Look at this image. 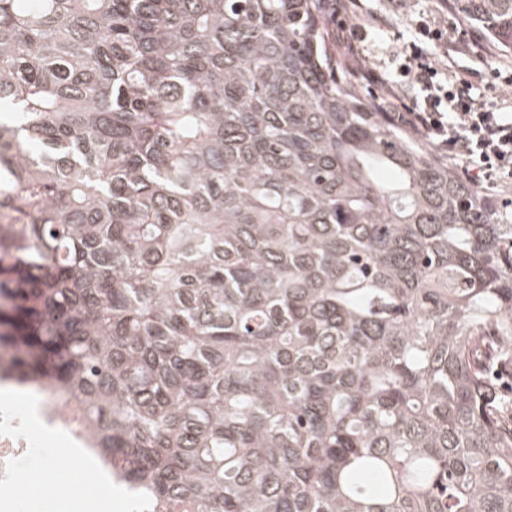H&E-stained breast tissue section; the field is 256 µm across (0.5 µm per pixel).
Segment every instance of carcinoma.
<instances>
[{"mask_svg": "<svg viewBox=\"0 0 512 512\" xmlns=\"http://www.w3.org/2000/svg\"><path fill=\"white\" fill-rule=\"evenodd\" d=\"M333 48L317 0H0V359L143 512H512V224Z\"/></svg>", "mask_w": 512, "mask_h": 512, "instance_id": "obj_1", "label": "carcinoma"}]
</instances>
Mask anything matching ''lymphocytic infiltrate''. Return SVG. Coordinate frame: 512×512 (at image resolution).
<instances>
[{
    "label": "lymphocytic infiltrate",
    "mask_w": 512,
    "mask_h": 512,
    "mask_svg": "<svg viewBox=\"0 0 512 512\" xmlns=\"http://www.w3.org/2000/svg\"><path fill=\"white\" fill-rule=\"evenodd\" d=\"M319 10L329 25L336 27L346 53L356 58L354 75L370 83L383 82L380 71L363 57L361 46L369 30L386 24V17L363 11L360 0H319ZM447 42V30L419 27L415 40L402 51L403 61L392 86L398 90L407 86L419 89L420 103L395 107L379 98L375 107L390 121L409 128L446 154L468 181L489 189L510 187L512 117H505L491 102L472 95L464 77L438 82L435 51Z\"/></svg>",
    "instance_id": "f902f5d3"
}]
</instances>
